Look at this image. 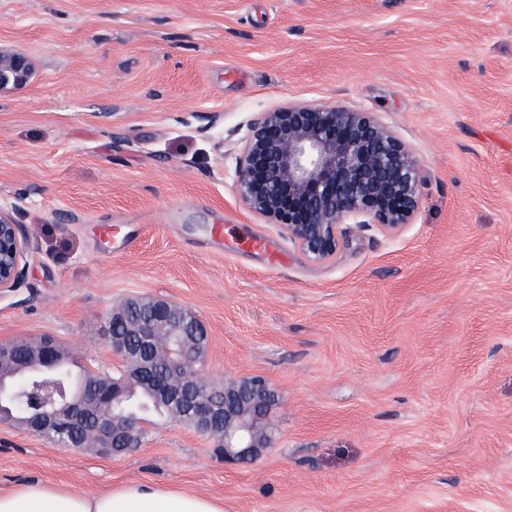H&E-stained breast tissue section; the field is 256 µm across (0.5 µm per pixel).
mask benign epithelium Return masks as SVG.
Here are the masks:
<instances>
[{
    "label": "benign epithelium",
    "instance_id": "7a95c632",
    "mask_svg": "<svg viewBox=\"0 0 512 512\" xmlns=\"http://www.w3.org/2000/svg\"><path fill=\"white\" fill-rule=\"evenodd\" d=\"M22 55L0 54V87L21 85L30 76ZM420 172L411 149L374 113L337 105L286 104L262 112L253 120L237 169L236 189L254 214L280 225L308 260L321 263L347 242L350 226L372 224L394 234L410 223L419 203ZM30 245L17 215L0 210V288H14L23 278L22 258ZM152 320L133 322L126 335L152 341L158 336H184L185 326L174 324L175 312L195 330L205 326L185 310L152 301ZM102 336L112 354L127 364L123 377L98 388L52 401L38 411L16 403L0 404V424L16 425L45 437L66 429L77 431L104 402L122 403L143 388L169 406L190 415L197 434L218 438L224 459L248 463L271 444L267 413L275 393L260 378L226 382L217 388L203 383L205 355L170 363L169 375L159 377L149 361L128 357L129 343ZM68 353L50 337L26 347L24 355L0 349V396L6 397L22 379L49 373L66 363ZM224 393L219 414L210 396ZM91 442L73 441L71 448L90 445L109 456H120L145 444L148 429L121 414L95 420Z\"/></svg>",
    "mask_w": 512,
    "mask_h": 512
}]
</instances>
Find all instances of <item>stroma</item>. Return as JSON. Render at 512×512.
<instances>
[{"mask_svg":"<svg viewBox=\"0 0 512 512\" xmlns=\"http://www.w3.org/2000/svg\"><path fill=\"white\" fill-rule=\"evenodd\" d=\"M0 49L32 65L0 89V210L31 242L0 343L117 371L106 316L163 299L205 323L211 381L278 394L243 464L174 420L117 457L0 426V492L512 512V0H0ZM288 102L376 113L419 164L411 223L314 263L251 213L250 123Z\"/></svg>","mask_w":512,"mask_h":512,"instance_id":"35a3bbf8","label":"stroma"}]
</instances>
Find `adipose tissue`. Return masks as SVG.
I'll return each instance as SVG.
<instances>
[{"label":"adipose tissue","mask_w":512,"mask_h":512,"mask_svg":"<svg viewBox=\"0 0 512 512\" xmlns=\"http://www.w3.org/2000/svg\"><path fill=\"white\" fill-rule=\"evenodd\" d=\"M0 512H224V503L190 491L141 482L99 494L34 483L0 493Z\"/></svg>","instance_id":"adipose-tissue-1"}]
</instances>
